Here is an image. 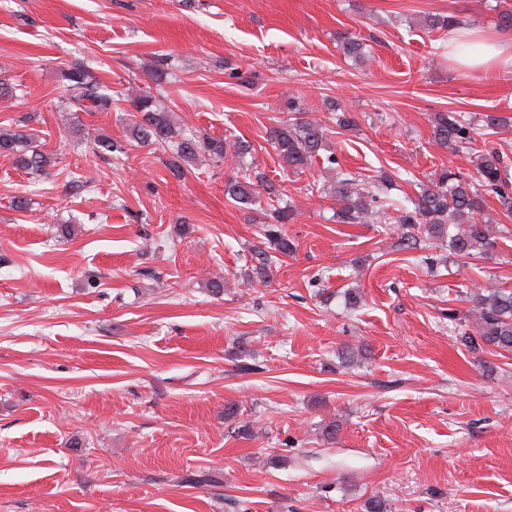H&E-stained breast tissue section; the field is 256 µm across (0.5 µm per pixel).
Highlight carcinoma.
Here are the masks:
<instances>
[{"label":"carcinoma","instance_id":"obj_1","mask_svg":"<svg viewBox=\"0 0 512 512\" xmlns=\"http://www.w3.org/2000/svg\"><path fill=\"white\" fill-rule=\"evenodd\" d=\"M464 24L461 17L450 14L434 18L428 27L448 32ZM61 77L63 111H112V88L82 64H71ZM130 104L131 138L168 155L163 164L174 179H184L187 166L202 152L216 162L224 161L226 141L177 131L169 112L154 95L137 94ZM288 112V119L269 130V141L283 169L303 173L324 146L329 129L308 119L302 105L292 97L288 98ZM430 122L434 142L452 154H468L475 175L452 167L436 169L418 194L402 206L389 202L395 179L388 173L367 183L354 173L339 170L334 185L317 189L310 184L307 189H315L335 201L336 221L340 224H398L409 248L417 247L423 236H446L449 251L460 258L488 255L498 241L495 225L485 217L486 194L493 195L505 216H512V168L498 150L478 149L475 142L497 133L507 126V121L487 114L483 124L476 125L459 112H436ZM0 156L10 158L16 168L34 173L46 171L57 160L22 122L0 129ZM224 194L242 209L255 210L265 205L270 210L273 223L262 227L268 249L256 253L254 268L257 279L264 282L273 264L296 252L283 228L291 218V209L280 206L282 186L256 167H240L225 180ZM468 296L473 329L462 336L465 346L474 353L489 349L498 354L512 353V289L491 285L470 291Z\"/></svg>","mask_w":512,"mask_h":512}]
</instances>
